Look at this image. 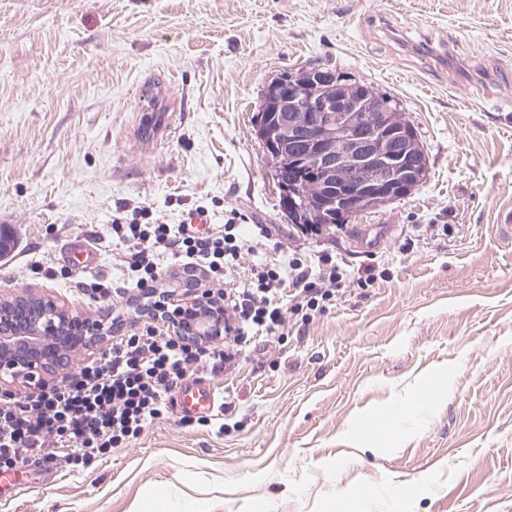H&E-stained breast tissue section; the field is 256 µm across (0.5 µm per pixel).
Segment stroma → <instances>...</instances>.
<instances>
[{
  "instance_id": "stroma-1",
  "label": "stroma",
  "mask_w": 512,
  "mask_h": 512,
  "mask_svg": "<svg viewBox=\"0 0 512 512\" xmlns=\"http://www.w3.org/2000/svg\"><path fill=\"white\" fill-rule=\"evenodd\" d=\"M318 65L399 99L428 172L303 235L254 124L271 81ZM152 86L168 87L175 130L147 143ZM138 206L167 224L206 207L244 225L242 266L336 269L344 292L204 371L222 415L171 410L84 468L63 452L22 465L0 512H512V0H0V226L15 242L0 298L141 331L138 291L80 290L122 282L112 224ZM78 236L97 271L64 259ZM432 380L446 390L433 409L370 427Z\"/></svg>"
}]
</instances>
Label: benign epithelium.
<instances>
[{
  "mask_svg": "<svg viewBox=\"0 0 512 512\" xmlns=\"http://www.w3.org/2000/svg\"><path fill=\"white\" fill-rule=\"evenodd\" d=\"M267 97L273 105H261L255 134L272 158L297 174L279 185L281 206L297 222L334 227L403 199L422 183L427 159L415 127L372 91L338 87L334 70L316 66L305 79L268 86ZM193 291L196 313L187 324L188 337L222 339L224 305L200 279ZM7 306L18 307L21 316L10 326L0 322V382H39L69 353L108 340L104 320L52 299H0V318Z\"/></svg>",
  "mask_w": 512,
  "mask_h": 512,
  "instance_id": "7a95c632",
  "label": "benign epithelium"
}]
</instances>
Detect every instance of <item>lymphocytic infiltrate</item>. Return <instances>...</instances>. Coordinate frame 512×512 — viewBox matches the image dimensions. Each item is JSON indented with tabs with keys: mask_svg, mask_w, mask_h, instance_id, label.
<instances>
[{
	"mask_svg": "<svg viewBox=\"0 0 512 512\" xmlns=\"http://www.w3.org/2000/svg\"><path fill=\"white\" fill-rule=\"evenodd\" d=\"M148 216L142 208L127 223L112 227L127 245L121 261L128 287L154 289L163 254L186 274L206 272L223 279L238 270L243 244L233 225L199 236L180 224L148 223ZM293 269L291 308L281 302L286 279L273 264L252 265L249 287L221 293L223 347L192 342L179 331L165 332L148 323L141 332L117 337L101 359L86 363L61 383L0 400V469L49 458L65 448L73 451V465L84 466L127 446L168 414L172 395L188 373L231 366L247 355L257 333L276 335L287 312L316 310L335 299V289L319 287L302 263Z\"/></svg>",
	"mask_w": 512,
	"mask_h": 512,
	"instance_id": "f902f5d3",
	"label": "lymphocytic infiltrate"
}]
</instances>
